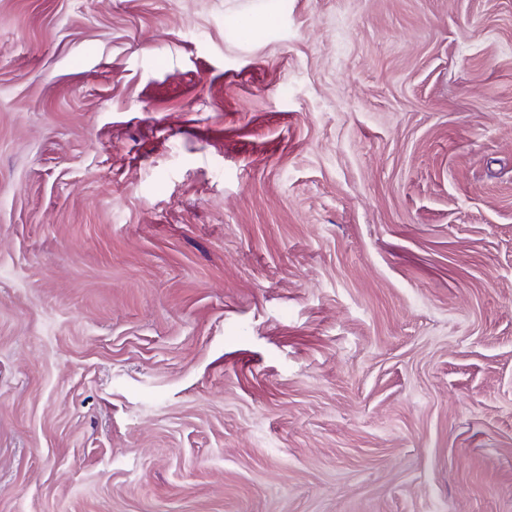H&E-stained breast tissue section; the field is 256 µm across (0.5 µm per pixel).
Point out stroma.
<instances>
[{
	"label": "stroma",
	"instance_id": "1",
	"mask_svg": "<svg viewBox=\"0 0 512 512\" xmlns=\"http://www.w3.org/2000/svg\"><path fill=\"white\" fill-rule=\"evenodd\" d=\"M0 512H512V0H0Z\"/></svg>",
	"mask_w": 512,
	"mask_h": 512
}]
</instances>
